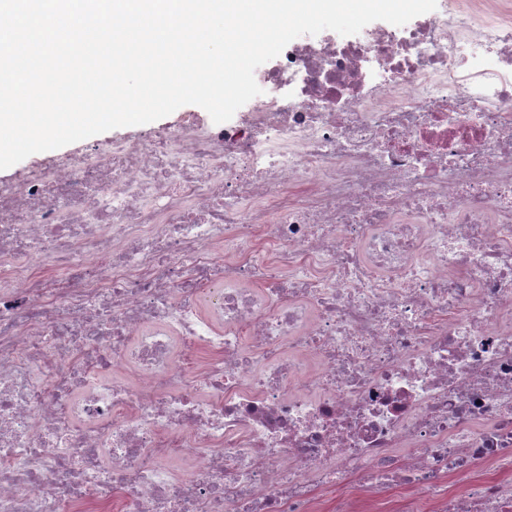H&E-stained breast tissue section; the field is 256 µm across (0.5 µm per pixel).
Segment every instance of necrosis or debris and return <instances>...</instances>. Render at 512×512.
<instances>
[{"label": "necrosis or debris", "instance_id": "necrosis-or-debris-1", "mask_svg": "<svg viewBox=\"0 0 512 512\" xmlns=\"http://www.w3.org/2000/svg\"><path fill=\"white\" fill-rule=\"evenodd\" d=\"M254 77L0 182V512H512V0Z\"/></svg>", "mask_w": 512, "mask_h": 512}]
</instances>
